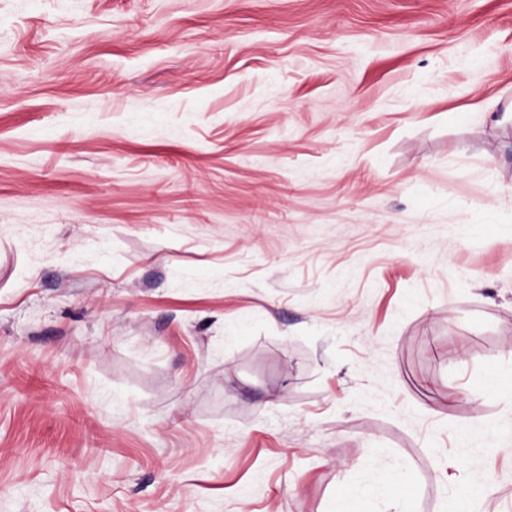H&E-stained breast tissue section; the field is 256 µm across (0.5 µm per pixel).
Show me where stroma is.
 Masks as SVG:
<instances>
[{
  "mask_svg": "<svg viewBox=\"0 0 512 512\" xmlns=\"http://www.w3.org/2000/svg\"><path fill=\"white\" fill-rule=\"evenodd\" d=\"M511 397L512 0H0V512H512Z\"/></svg>",
  "mask_w": 512,
  "mask_h": 512,
  "instance_id": "obj_1",
  "label": "stroma"
}]
</instances>
